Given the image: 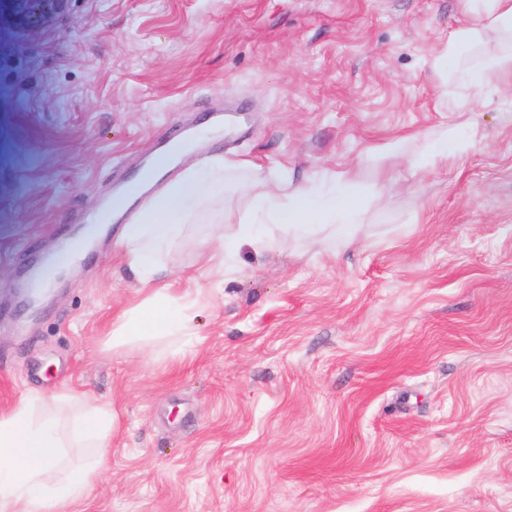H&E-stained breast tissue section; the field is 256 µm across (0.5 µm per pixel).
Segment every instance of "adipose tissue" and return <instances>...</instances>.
<instances>
[{
    "label": "adipose tissue",
    "mask_w": 512,
    "mask_h": 512,
    "mask_svg": "<svg viewBox=\"0 0 512 512\" xmlns=\"http://www.w3.org/2000/svg\"><path fill=\"white\" fill-rule=\"evenodd\" d=\"M474 21L453 29L447 58L458 59L492 33L506 40L508 50L484 66L456 70L464 85L484 89L512 79V0H482ZM230 164L223 155L203 157L177 180L153 196L122 236L127 265L142 286L144 299L118 317L112 331L114 343L137 337L188 336L193 332L192 310L198 290L189 288L175 297L158 279L166 269L165 258L172 241L183 234L190 208L224 189V173ZM360 186L356 171L342 173L329 187L311 182L288 183L269 188L255 178L244 198L245 215L239 223L225 225L222 244L208 258L214 269L224 267L225 249L248 243L265 248L272 244V228L311 236L323 227L343 224L355 211ZM65 403L79 406L74 425L76 436L92 448V459L57 480L49 473L61 460L59 421L51 412L36 413V398L30 397L0 417V512H47L49 502L71 506L82 501L108 464L112 433L110 405L75 393L61 394Z\"/></svg>",
    "instance_id": "adipose-tissue-1"
}]
</instances>
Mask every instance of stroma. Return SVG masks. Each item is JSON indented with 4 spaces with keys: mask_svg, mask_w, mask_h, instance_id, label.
Returning a JSON list of instances; mask_svg holds the SVG:
<instances>
[{
    "mask_svg": "<svg viewBox=\"0 0 512 512\" xmlns=\"http://www.w3.org/2000/svg\"><path fill=\"white\" fill-rule=\"evenodd\" d=\"M463 0H73L0 30V416L112 405L108 467L77 512H512V85L439 64ZM233 104L174 178L224 153L272 180L356 170L355 240L207 261L249 184L195 206L165 283L201 290L187 343L116 347L143 291L115 237L21 312L29 269L114 206L160 141ZM441 126L478 134L425 176ZM405 138L399 157L382 151ZM391 190L378 195L384 178Z\"/></svg>",
    "mask_w": 512,
    "mask_h": 512,
    "instance_id": "35a3bbf8",
    "label": "stroma"
}]
</instances>
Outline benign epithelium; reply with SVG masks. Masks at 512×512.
Instances as JSON below:
<instances>
[{"label": "benign epithelium", "mask_w": 512, "mask_h": 512, "mask_svg": "<svg viewBox=\"0 0 512 512\" xmlns=\"http://www.w3.org/2000/svg\"><path fill=\"white\" fill-rule=\"evenodd\" d=\"M72 0H0V28H9L25 37L50 29L66 16Z\"/></svg>", "instance_id": "1"}]
</instances>
